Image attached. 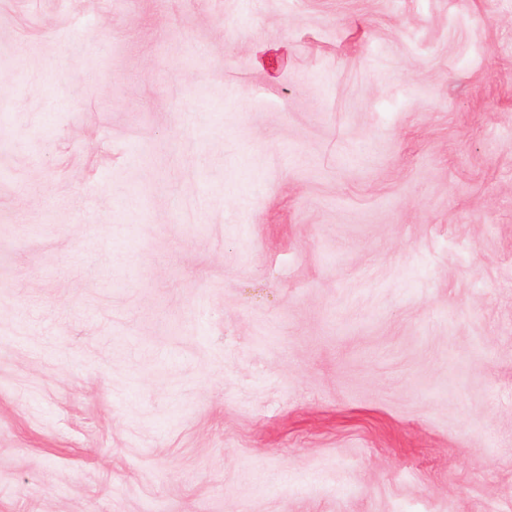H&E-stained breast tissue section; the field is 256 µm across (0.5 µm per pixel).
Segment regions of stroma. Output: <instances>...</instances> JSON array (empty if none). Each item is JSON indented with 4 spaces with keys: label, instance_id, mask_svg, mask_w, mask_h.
I'll return each instance as SVG.
<instances>
[{
    "label": "stroma",
    "instance_id": "stroma-1",
    "mask_svg": "<svg viewBox=\"0 0 512 512\" xmlns=\"http://www.w3.org/2000/svg\"><path fill=\"white\" fill-rule=\"evenodd\" d=\"M0 512H512V0H0Z\"/></svg>",
    "mask_w": 512,
    "mask_h": 512
}]
</instances>
